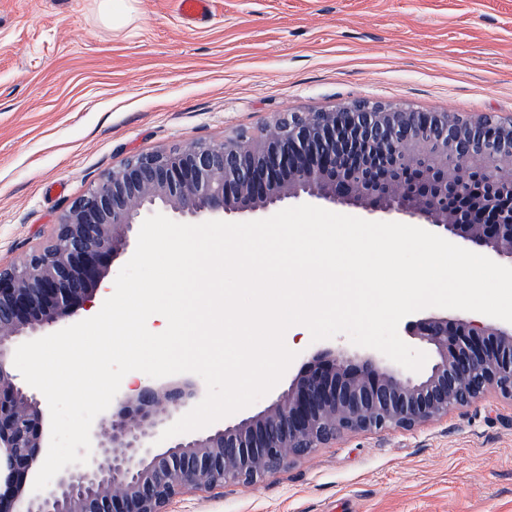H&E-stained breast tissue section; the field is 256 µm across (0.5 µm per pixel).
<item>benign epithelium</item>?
<instances>
[{"instance_id": "7a95c632", "label": "benign epithelium", "mask_w": 512, "mask_h": 512, "mask_svg": "<svg viewBox=\"0 0 512 512\" xmlns=\"http://www.w3.org/2000/svg\"><path fill=\"white\" fill-rule=\"evenodd\" d=\"M512 122L463 120L353 103L293 112L254 136L233 135L128 159L73 202L49 244L0 268V512H164L184 489L252 484L344 435L410 430L494 390L512 400V324L433 314L406 331L435 354L413 379L331 350L264 411L214 430L168 439L188 412L179 388L147 382L115 396L117 413L91 427L86 464L40 492L33 479L49 446L47 407L20 384L11 347L90 308L129 233L155 213L226 220L284 199L315 198L408 217L479 243L512 262Z\"/></svg>"}]
</instances>
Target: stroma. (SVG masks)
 <instances>
[{"label": "stroma", "mask_w": 512, "mask_h": 512, "mask_svg": "<svg viewBox=\"0 0 512 512\" xmlns=\"http://www.w3.org/2000/svg\"><path fill=\"white\" fill-rule=\"evenodd\" d=\"M368 100L512 116V0H0V267L45 246L74 200L131 156L254 133ZM283 392L316 352L292 340ZM165 512H512V401L496 392L412 430L350 434L249 485ZM176 11L185 19L205 22L210 17V0H176Z\"/></svg>", "instance_id": "obj_1"}]
</instances>
